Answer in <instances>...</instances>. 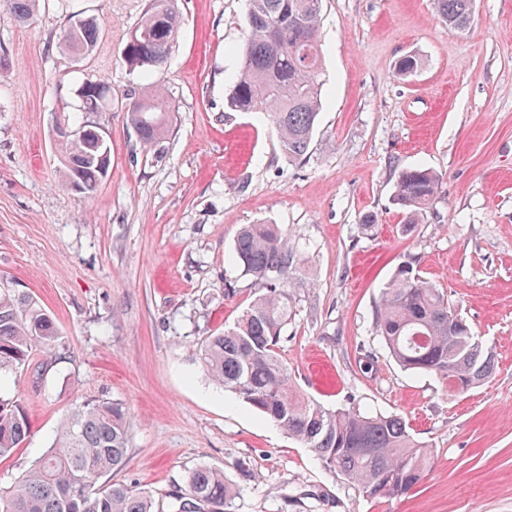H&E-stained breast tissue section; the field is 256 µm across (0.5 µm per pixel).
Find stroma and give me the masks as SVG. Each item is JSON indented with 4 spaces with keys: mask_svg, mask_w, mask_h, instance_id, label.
<instances>
[{
    "mask_svg": "<svg viewBox=\"0 0 512 512\" xmlns=\"http://www.w3.org/2000/svg\"><path fill=\"white\" fill-rule=\"evenodd\" d=\"M247 0H176L178 36L152 80L175 118L143 150L124 105L141 82L122 51L147 0H40L18 21L0 0V289L36 298L59 345L0 377L30 421L0 461L11 486L51 446L67 411L122 403L131 419L113 480L164 503L200 465L223 471L235 512H512V0H474L448 29L433 0H322V109L306 159L281 155L259 113L224 111L247 38ZM100 16L98 44L60 47L72 12ZM416 56L412 75L399 60ZM102 78L112 165L92 198L60 182L55 114ZM441 185L405 230L401 170ZM371 226H363L364 217ZM244 224L299 244L308 285L292 291L280 354L295 387L326 407L397 414L430 451L405 496H368L204 373L198 348L259 293L232 261ZM414 259L492 351L468 395L402 369L373 313L397 265Z\"/></svg>",
    "mask_w": 512,
    "mask_h": 512,
    "instance_id": "stroma-1",
    "label": "stroma"
}]
</instances>
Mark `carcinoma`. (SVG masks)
<instances>
[{
    "label": "carcinoma",
    "instance_id": "carcinoma-1",
    "mask_svg": "<svg viewBox=\"0 0 512 512\" xmlns=\"http://www.w3.org/2000/svg\"><path fill=\"white\" fill-rule=\"evenodd\" d=\"M25 22L38 0H9ZM322 0H248L249 35L240 71L224 99L226 112L262 111L276 132L280 152L290 161L305 158L322 105L319 27ZM448 28L463 30L473 21V0H434ZM175 0H148L123 50L130 69L148 79L168 59L178 34ZM100 20L73 13L61 37L74 55L91 52ZM104 79L83 81L81 105L60 119L72 126L90 113L106 111ZM127 121L140 145L150 149L172 124L165 90L157 85L132 97ZM67 187L92 196L112 164L109 144L96 149L74 134L57 141ZM440 178L433 171L400 172L394 200L405 223L417 224L436 198ZM233 261L242 276L261 287L233 328L200 345L203 370L224 390L309 448L321 466L339 473L364 493L401 497L425 477L429 450L398 415H378L354 407L330 409L301 395L292 385L279 343L288 325L293 288H303L298 245L272 224H246L236 238ZM374 328L391 356L413 373L448 380V396H462L493 374L494 357L472 329H462L448 300L402 262L376 306ZM58 332L51 315L33 297L0 292V374L25 367L35 352L55 349ZM21 405L0 396V460L29 434ZM129 420L118 402H89L62 420L54 444L10 487L0 489V512H161L152 496L122 482L100 479L124 466ZM234 487L224 473L206 465L188 472L185 487L172 491L167 512H233Z\"/></svg>",
    "mask_w": 512,
    "mask_h": 512
}]
</instances>
